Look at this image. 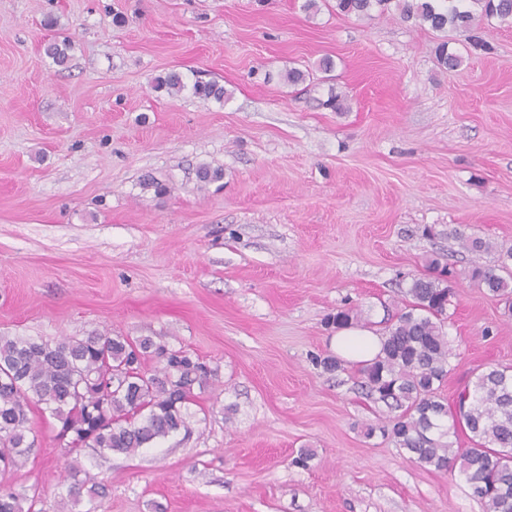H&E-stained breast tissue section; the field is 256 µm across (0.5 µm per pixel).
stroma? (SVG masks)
<instances>
[{"label": "stroma", "instance_id": "35a3bbf8", "mask_svg": "<svg viewBox=\"0 0 512 512\" xmlns=\"http://www.w3.org/2000/svg\"><path fill=\"white\" fill-rule=\"evenodd\" d=\"M303 3L0 0V336H147L214 372L189 434L130 455L70 454L33 410L36 448L0 484L35 512H87L55 490L73 461L99 512H484L460 473L367 436L386 408L318 361L329 314L383 334L440 256L455 273L440 396L512 366V315L468 276L512 247V28L482 24L484 51L394 9ZM55 37L67 66L43 52ZM443 40L458 69L439 66ZM171 70L175 96L153 87ZM332 91L344 111L324 107Z\"/></svg>", "mask_w": 512, "mask_h": 512}]
</instances>
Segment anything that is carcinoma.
I'll return each mask as SVG.
<instances>
[{
	"mask_svg": "<svg viewBox=\"0 0 512 512\" xmlns=\"http://www.w3.org/2000/svg\"><path fill=\"white\" fill-rule=\"evenodd\" d=\"M396 3L401 16L417 25L443 32L452 26L471 30L483 19L512 24V0H336V11L362 17L377 7ZM70 42L49 41L45 54L58 66L69 59ZM440 65L454 69L462 57L448 52V42L437 47ZM155 88L174 95L184 89L180 73L156 79ZM194 94L218 101L224 87L197 81ZM433 275L412 280L409 310L401 313L381 341L376 357L359 365L361 384L376 403L394 412L388 423L371 426L366 435L380 432L411 454L417 465L465 476L473 497L485 512H512V369L491 367L458 391L455 411L437 396L438 385L451 371L445 323L450 289L448 264L430 261ZM471 279L512 309V248L500 251L494 265L475 263ZM336 327L360 321L353 309L330 317ZM159 367L142 368L148 358ZM212 371L182 350L167 349L149 337L132 341L124 336L93 331L81 338L35 341L24 337L0 339V469L22 467L34 451L29 413L38 408L57 422L56 437L71 449L90 448L105 454H131L173 434L191 432L187 404L194 386L206 383ZM464 422L472 445L455 448L443 441L444 420ZM71 466L59 487L77 499L84 482ZM26 497L0 489V512L24 509Z\"/></svg>",
	"mask_w": 512,
	"mask_h": 512,
	"instance_id": "carcinoma-1",
	"label": "carcinoma"
}]
</instances>
